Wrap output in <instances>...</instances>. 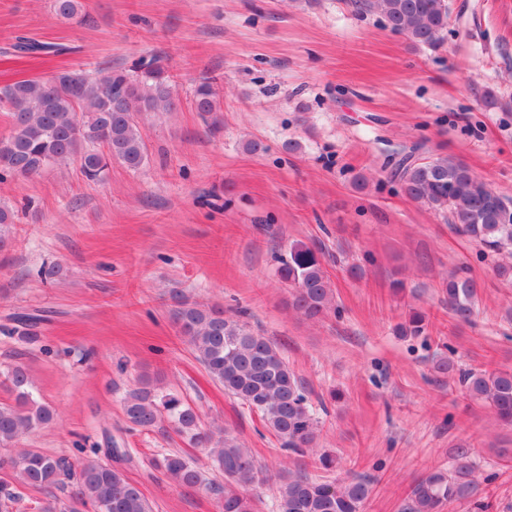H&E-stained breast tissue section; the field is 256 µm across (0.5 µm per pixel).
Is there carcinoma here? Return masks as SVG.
I'll return each mask as SVG.
<instances>
[{"mask_svg":"<svg viewBox=\"0 0 512 512\" xmlns=\"http://www.w3.org/2000/svg\"><path fill=\"white\" fill-rule=\"evenodd\" d=\"M359 15L377 14L387 28L418 46L435 47L448 30V0H350ZM81 0H52L56 17L70 20L81 11ZM16 48L28 54L66 51L61 45L22 40ZM11 112L12 131L0 140V184L28 178L53 164L79 163L90 183L102 181L118 162L137 171L148 163L140 127L145 112L177 109L168 69L159 57L141 61L132 72H109L98 79L64 70L44 79H22L0 89V106ZM192 105L211 125L220 111L210 79L197 82ZM391 178L414 201L455 224L487 255L512 251V204L466 164L450 156H423L416 143L388 161ZM278 273L291 290V306L308 319L338 315L333 290L318 252L295 243L280 259ZM452 318L469 321L478 302V284L466 274L448 277L445 288ZM173 323L213 381L224 392L257 413L282 448L305 455L315 448L317 421L302 379L280 349L266 336L224 315V309L187 297H177ZM11 335L29 333L39 318L18 314ZM434 371L457 378L468 395L487 405L505 425L512 426V371L462 369L450 357L439 356ZM14 403H0V448L13 447L24 435L50 424L55 412L34 396L28 368L15 362L0 372ZM123 415L142 430L157 427L167 416L178 433L207 450L224 482L210 479L197 463L179 451L152 458L153 467L173 484L203 489L216 497L220 512H257L253 491L269 480L250 449L226 431L201 430L198 410L162 390L149 377L138 380L123 401ZM135 452L125 443L105 437V445H76L71 456L36 448L21 449L0 458L10 471L0 480V502L23 499V491H42L45 499L27 500L28 512H57L53 490L71 481L63 512H153L140 487L118 463ZM479 469L472 449L453 450L452 463L437 467L415 481L399 512H443L471 498L474 473ZM375 480L368 474L329 479L300 469L281 470L275 485L278 512H363Z\"/></svg>","mask_w":512,"mask_h":512,"instance_id":"1","label":"carcinoma"}]
</instances>
